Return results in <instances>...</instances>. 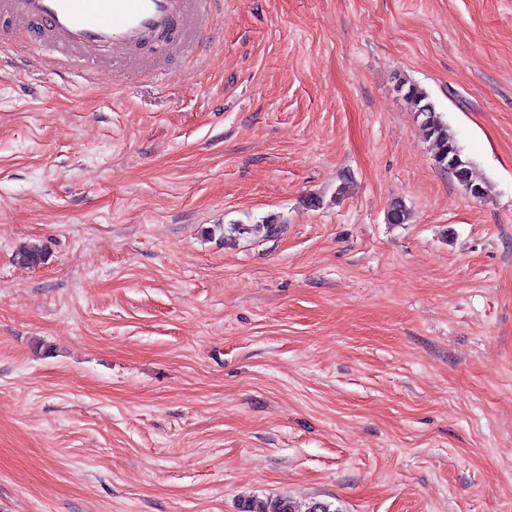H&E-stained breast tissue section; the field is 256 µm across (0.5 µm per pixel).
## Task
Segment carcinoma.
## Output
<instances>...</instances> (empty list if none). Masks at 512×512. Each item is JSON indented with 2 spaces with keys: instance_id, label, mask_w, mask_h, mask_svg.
Returning <instances> with one entry per match:
<instances>
[{
  "instance_id": "1",
  "label": "carcinoma",
  "mask_w": 512,
  "mask_h": 512,
  "mask_svg": "<svg viewBox=\"0 0 512 512\" xmlns=\"http://www.w3.org/2000/svg\"><path fill=\"white\" fill-rule=\"evenodd\" d=\"M398 92L402 93L405 100L420 117V123L426 136L433 145V161L441 169H448V158L453 154H461L456 137L448 125L444 122L441 113L437 112L428 93L420 86L409 81L401 80L397 85ZM456 181L466 190L473 189L479 195L485 194L483 182L478 180L472 169V163L464 161L461 170L451 172ZM281 228L279 217L271 214L266 216L262 223L246 226L232 224L228 228L230 234H243L252 231L262 232L269 237ZM242 512H334L331 505L324 502H313L305 509H300L298 504L289 498H280L273 503L248 500L244 502Z\"/></svg>"
}]
</instances>
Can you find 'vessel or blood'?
Segmentation results:
<instances>
[{
	"label": "vessel or blood",
	"mask_w": 512,
	"mask_h": 512,
	"mask_svg": "<svg viewBox=\"0 0 512 512\" xmlns=\"http://www.w3.org/2000/svg\"><path fill=\"white\" fill-rule=\"evenodd\" d=\"M213 0H0L30 21L45 38L39 43L46 60L66 63L71 53L92 56L104 48L120 49L165 36L194 31Z\"/></svg>",
	"instance_id": "1"
}]
</instances>
